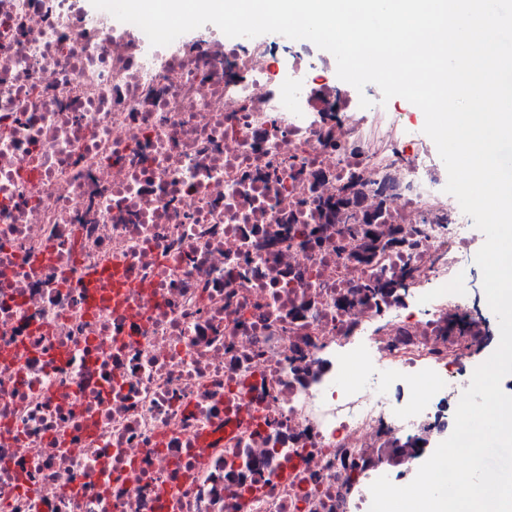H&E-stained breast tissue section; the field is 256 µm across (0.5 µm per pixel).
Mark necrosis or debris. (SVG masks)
I'll return each instance as SVG.
<instances>
[{"label":"necrosis or debris","instance_id":"4bbe7bcc","mask_svg":"<svg viewBox=\"0 0 512 512\" xmlns=\"http://www.w3.org/2000/svg\"><path fill=\"white\" fill-rule=\"evenodd\" d=\"M331 65L0 0V512H369L451 434L478 233Z\"/></svg>","mask_w":512,"mask_h":512}]
</instances>
